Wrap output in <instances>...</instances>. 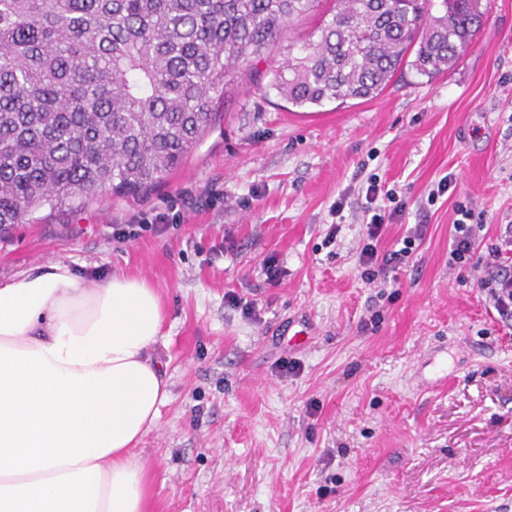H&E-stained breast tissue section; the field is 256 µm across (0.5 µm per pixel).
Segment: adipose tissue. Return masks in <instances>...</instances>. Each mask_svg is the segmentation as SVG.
<instances>
[{"instance_id": "ef3b65f1", "label": "adipose tissue", "mask_w": 512, "mask_h": 512, "mask_svg": "<svg viewBox=\"0 0 512 512\" xmlns=\"http://www.w3.org/2000/svg\"><path fill=\"white\" fill-rule=\"evenodd\" d=\"M163 320L146 280L62 259L0 281V512H147Z\"/></svg>"}]
</instances>
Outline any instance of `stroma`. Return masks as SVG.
<instances>
[{"instance_id": "1", "label": "stroma", "mask_w": 512, "mask_h": 512, "mask_svg": "<svg viewBox=\"0 0 512 512\" xmlns=\"http://www.w3.org/2000/svg\"><path fill=\"white\" fill-rule=\"evenodd\" d=\"M284 58L229 89L163 183L1 233L0 279L63 259L158 290L170 396L138 445L149 512H512V321L483 267L448 266L457 203L482 217L478 255L512 222V0H489L453 69L401 67L371 100L293 107L267 87ZM373 182L403 205L383 249L426 227L383 290L359 264Z\"/></svg>"}]
</instances>
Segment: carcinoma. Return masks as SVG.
I'll return each instance as SVG.
<instances>
[{"label": "carcinoma", "mask_w": 512, "mask_h": 512, "mask_svg": "<svg viewBox=\"0 0 512 512\" xmlns=\"http://www.w3.org/2000/svg\"><path fill=\"white\" fill-rule=\"evenodd\" d=\"M322 1L318 40L288 42L268 84L298 108L373 99L405 64L434 79L485 14L482 0H0V231L164 182L228 85Z\"/></svg>", "instance_id": "obj_1"}]
</instances>
